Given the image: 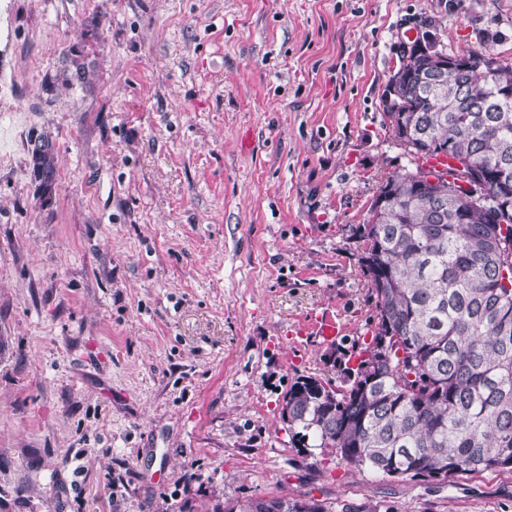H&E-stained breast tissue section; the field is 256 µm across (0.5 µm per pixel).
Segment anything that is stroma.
Wrapping results in <instances>:
<instances>
[{
    "label": "stroma",
    "instance_id": "obj_1",
    "mask_svg": "<svg viewBox=\"0 0 512 512\" xmlns=\"http://www.w3.org/2000/svg\"><path fill=\"white\" fill-rule=\"evenodd\" d=\"M424 28L512 60V0H0V512H512L510 468L382 476L280 415L376 331L359 228L418 165L380 102ZM33 146L30 154V166L37 189L43 202L52 199L57 181L54 144L45 134H39L31 139ZM327 506L312 499L251 498L234 505H224V512H330Z\"/></svg>",
    "mask_w": 512,
    "mask_h": 512
}]
</instances>
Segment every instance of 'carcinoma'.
<instances>
[{"label":"carcinoma","instance_id":"obj_1","mask_svg":"<svg viewBox=\"0 0 512 512\" xmlns=\"http://www.w3.org/2000/svg\"><path fill=\"white\" fill-rule=\"evenodd\" d=\"M486 72L462 63L444 72L415 54L399 60V111L383 109L415 155L452 146L501 179L485 193L512 209V63ZM30 166L43 202L57 181L54 144L31 139ZM438 204L407 180L387 210L370 209L360 262L377 310V331L346 387L300 375L283 397L282 421L299 448L383 476L447 478L512 467V223L457 195ZM224 512H330L312 499L251 498Z\"/></svg>","mask_w":512,"mask_h":512}]
</instances>
